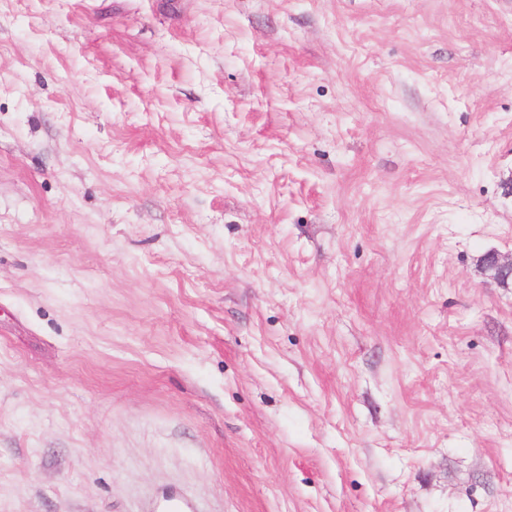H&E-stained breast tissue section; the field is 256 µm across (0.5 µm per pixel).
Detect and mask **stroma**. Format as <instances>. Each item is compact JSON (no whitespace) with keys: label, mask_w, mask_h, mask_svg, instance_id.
Returning a JSON list of instances; mask_svg holds the SVG:
<instances>
[{"label":"stroma","mask_w":512,"mask_h":512,"mask_svg":"<svg viewBox=\"0 0 512 512\" xmlns=\"http://www.w3.org/2000/svg\"><path fill=\"white\" fill-rule=\"evenodd\" d=\"M512 0H0V512H512ZM482 265L493 283L501 288L512 284V254L488 252L482 258Z\"/></svg>","instance_id":"35a3bbf8"}]
</instances>
